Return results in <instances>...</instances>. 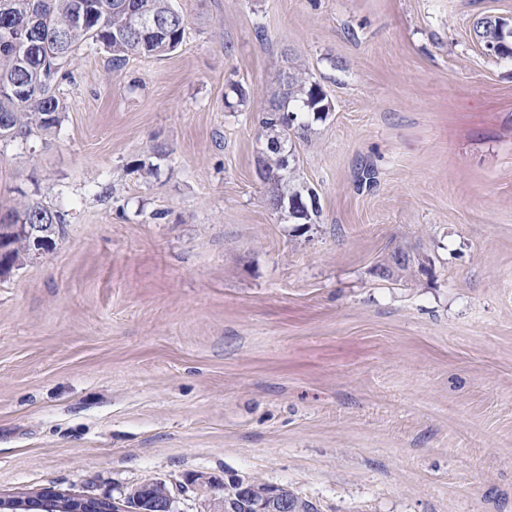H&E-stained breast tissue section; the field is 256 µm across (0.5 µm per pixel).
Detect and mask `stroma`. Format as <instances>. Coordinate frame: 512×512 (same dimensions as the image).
Returning a JSON list of instances; mask_svg holds the SVG:
<instances>
[{
	"instance_id": "stroma-1",
	"label": "stroma",
	"mask_w": 512,
	"mask_h": 512,
	"mask_svg": "<svg viewBox=\"0 0 512 512\" xmlns=\"http://www.w3.org/2000/svg\"><path fill=\"white\" fill-rule=\"evenodd\" d=\"M173 5L176 51L81 46L60 125L0 140V214L68 220L0 278V495L177 481L202 512L233 473L318 512H512V59L474 33L512 0ZM290 65L333 105L292 145L301 227L256 176Z\"/></svg>"
}]
</instances>
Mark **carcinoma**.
I'll list each match as a JSON object with an SVG mask.
<instances>
[{"label":"carcinoma","instance_id":"obj_1","mask_svg":"<svg viewBox=\"0 0 512 512\" xmlns=\"http://www.w3.org/2000/svg\"><path fill=\"white\" fill-rule=\"evenodd\" d=\"M139 15L164 27L161 36L137 32L134 21ZM185 29V18L171 0H0V135L16 138L59 125L66 104L56 87L78 46L96 45L110 52L112 69L119 71L131 56L162 57L176 50ZM474 32L488 54L512 58L511 24L483 17ZM330 112L332 104L320 83L294 67L258 113L266 132L260 164L267 176V200L301 226L317 223L320 207L313 189L293 184L296 168L285 165L284 150L291 137L306 136L309 120L323 121ZM20 221L55 224L56 237L65 234L63 212L33 199L21 202L11 212V223L0 224V247L8 248L9 259L18 266L29 252L17 227ZM264 494L269 512H317L311 501L292 490L258 478L224 475V501L235 512H255V500Z\"/></svg>","mask_w":512,"mask_h":512}]
</instances>
